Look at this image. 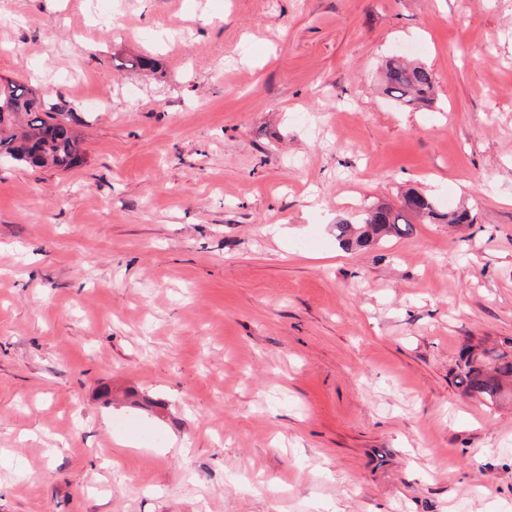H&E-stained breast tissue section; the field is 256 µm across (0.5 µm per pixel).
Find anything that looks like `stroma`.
<instances>
[{
	"label": "stroma",
	"instance_id": "stroma-1",
	"mask_svg": "<svg viewBox=\"0 0 512 512\" xmlns=\"http://www.w3.org/2000/svg\"><path fill=\"white\" fill-rule=\"evenodd\" d=\"M0 79L82 148L0 164V512H512V0H0ZM409 191L477 221L342 248ZM383 83L385 95L402 109L429 107L435 101L434 75L422 64L393 57L386 63ZM456 385L486 406L512 400V338L465 346L456 364Z\"/></svg>",
	"mask_w": 512,
	"mask_h": 512
}]
</instances>
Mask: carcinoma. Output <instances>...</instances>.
I'll return each mask as SVG.
<instances>
[{"label": "carcinoma", "instance_id": "cac0c4a2", "mask_svg": "<svg viewBox=\"0 0 512 512\" xmlns=\"http://www.w3.org/2000/svg\"><path fill=\"white\" fill-rule=\"evenodd\" d=\"M383 91L400 108L416 110L435 101L436 81L422 64L388 60L383 73ZM79 159V139L71 127L70 114L29 85L0 82V161L30 167L72 168ZM403 202L412 210L387 205L363 211L355 228L346 220L336 224L337 239L347 249L400 238L413 232L411 218L428 224H473L476 215L468 209L443 210L430 196L410 191ZM456 385L486 406L512 400V338L496 343L480 340L467 344L455 369Z\"/></svg>", "mask_w": 512, "mask_h": 512}]
</instances>
